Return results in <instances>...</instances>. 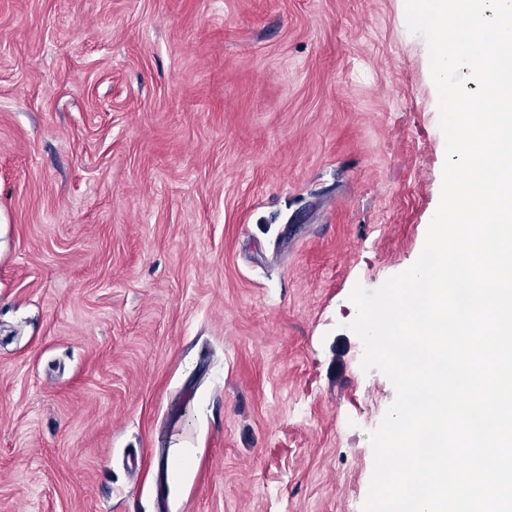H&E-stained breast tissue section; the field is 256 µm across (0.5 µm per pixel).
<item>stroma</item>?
Segmentation results:
<instances>
[{
	"mask_svg": "<svg viewBox=\"0 0 512 512\" xmlns=\"http://www.w3.org/2000/svg\"><path fill=\"white\" fill-rule=\"evenodd\" d=\"M444 160L405 0H0V512H362Z\"/></svg>",
	"mask_w": 512,
	"mask_h": 512,
	"instance_id": "35a3bbf8",
	"label": "stroma"
}]
</instances>
